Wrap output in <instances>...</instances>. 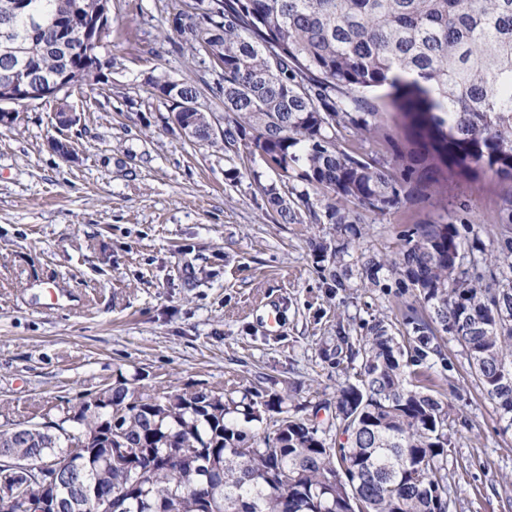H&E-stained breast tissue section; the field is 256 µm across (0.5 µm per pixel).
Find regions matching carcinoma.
<instances>
[{
	"mask_svg": "<svg viewBox=\"0 0 512 512\" xmlns=\"http://www.w3.org/2000/svg\"><path fill=\"white\" fill-rule=\"evenodd\" d=\"M11 2L0 0V32L24 39L27 69L48 81L73 73L90 89L103 82L95 48L74 53L45 33L77 31L100 0H30L37 26ZM199 2L205 26L177 18L174 29L218 68L224 142H244L319 192L313 202L306 190H266L282 222L300 205L316 219L318 204L348 230L391 214L405 195H428L453 170L512 184V0ZM149 85L181 117L184 138L213 142L212 117L181 108L198 98L191 80L152 75ZM393 111L406 119L401 140L388 133ZM350 128L378 136L384 152L346 148ZM464 246L456 225L426 222L404 231L393 256H362L363 284L381 286L386 270L423 308L405 314L403 343L381 322L355 343L341 337L361 364L336 390L326 428L289 413L288 393L277 390L118 382L56 420L0 425V452L31 466L19 497L61 499L66 512H95L100 492L116 512H437L438 501L452 512L450 407L416 370L444 358V335L512 426V277L475 284L456 264ZM264 412L272 431L261 437L247 424Z\"/></svg>",
	"mask_w": 512,
	"mask_h": 512,
	"instance_id": "carcinoma-1",
	"label": "carcinoma"
}]
</instances>
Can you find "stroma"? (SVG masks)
<instances>
[{"mask_svg":"<svg viewBox=\"0 0 512 512\" xmlns=\"http://www.w3.org/2000/svg\"><path fill=\"white\" fill-rule=\"evenodd\" d=\"M198 0H112V70L96 89L20 108L0 125V425L125 380L152 388L238 383L288 391L289 410L319 407L359 368L338 332L391 322L412 292L362 284L361 255L398 251L407 225L449 222L468 243L463 265L484 282L512 269V237L491 176L449 174L423 199L349 233L309 217L282 224L266 187L284 179L243 145L190 144L147 76L191 77L223 119L218 76L173 28ZM78 120L63 127L59 108ZM67 144L60 153L55 141ZM343 252L346 287L329 275ZM453 409L448 490L453 512H506L512 428L471 374L456 342L428 371Z\"/></svg>","mask_w":512,"mask_h":512,"instance_id":"obj_1","label":"stroma"}]
</instances>
